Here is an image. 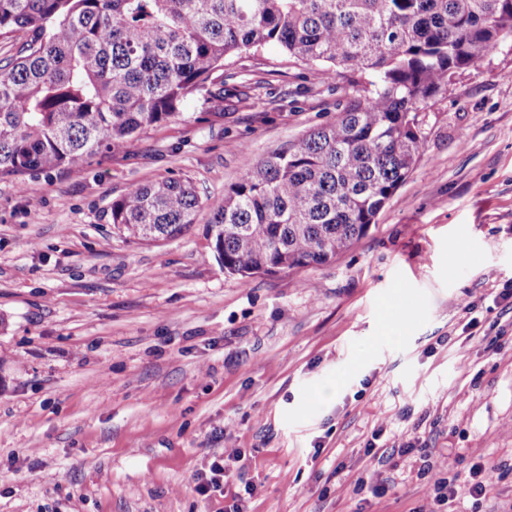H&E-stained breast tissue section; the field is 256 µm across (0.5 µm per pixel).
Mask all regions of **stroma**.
Segmentation results:
<instances>
[{"label": "stroma", "mask_w": 512, "mask_h": 512, "mask_svg": "<svg viewBox=\"0 0 512 512\" xmlns=\"http://www.w3.org/2000/svg\"><path fill=\"white\" fill-rule=\"evenodd\" d=\"M373 79L317 82L267 45L225 61L223 103L0 180V512H222L194 486L231 448L251 512H512L511 40L429 103L422 157L331 262L242 280L206 232L225 188ZM167 177L200 196L189 231L113 226V199Z\"/></svg>", "instance_id": "obj_1"}]
</instances>
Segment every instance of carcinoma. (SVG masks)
<instances>
[{"label":"carcinoma","instance_id":"cac0c4a2","mask_svg":"<svg viewBox=\"0 0 512 512\" xmlns=\"http://www.w3.org/2000/svg\"><path fill=\"white\" fill-rule=\"evenodd\" d=\"M0 180L123 151L186 98L224 100V60L276 44L326 79L375 76L336 120L271 153L224 192L207 234L230 275L324 265L364 235L425 149L415 123L455 75L512 39V0H0ZM189 181L112 200L144 242L195 223Z\"/></svg>","mask_w":512,"mask_h":512}]
</instances>
